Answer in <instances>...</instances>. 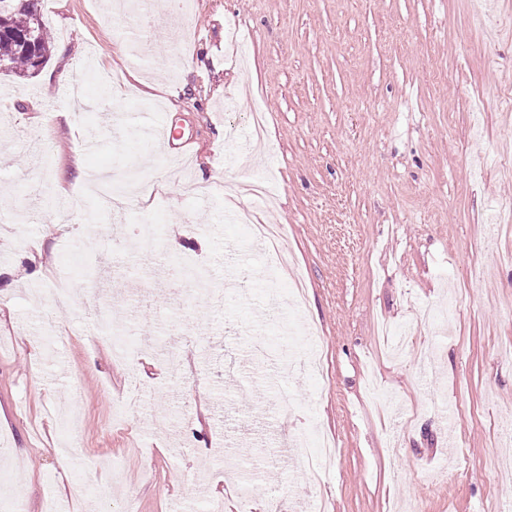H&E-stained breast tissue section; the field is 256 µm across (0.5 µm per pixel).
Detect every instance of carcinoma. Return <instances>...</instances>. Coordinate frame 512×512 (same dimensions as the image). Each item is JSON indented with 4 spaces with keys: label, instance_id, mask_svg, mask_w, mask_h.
Listing matches in <instances>:
<instances>
[{
    "label": "carcinoma",
    "instance_id": "cac0c4a2",
    "mask_svg": "<svg viewBox=\"0 0 512 512\" xmlns=\"http://www.w3.org/2000/svg\"><path fill=\"white\" fill-rule=\"evenodd\" d=\"M51 50L37 0H0V73L31 75L49 61Z\"/></svg>",
    "mask_w": 512,
    "mask_h": 512
}]
</instances>
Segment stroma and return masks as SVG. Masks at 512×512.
I'll list each match as a JSON object with an SVG mask.
<instances>
[{"label": "stroma", "instance_id": "obj_1", "mask_svg": "<svg viewBox=\"0 0 512 512\" xmlns=\"http://www.w3.org/2000/svg\"><path fill=\"white\" fill-rule=\"evenodd\" d=\"M177 20L116 31L107 0H38L53 52L30 77L0 74V213H17L31 246L0 236V512H204L210 500L251 512L269 495L304 512L305 474L288 431L336 437V463L321 482L331 512H493L512 499L511 457L493 436L512 419V36L489 15L512 18V0H193ZM162 46L140 66L114 42ZM83 83L68 120L58 72ZM116 74L115 110L139 128L164 116L172 137H106L97 96ZM153 85L151 95L136 78ZM259 107L271 146L250 164L246 114ZM99 150L86 154V137ZM188 142L187 176L169 168L173 143ZM134 174L144 207L99 214L112 244L71 261L77 225L49 234L43 204L61 197L80 210L96 199L79 171ZM212 188L194 192L203 172ZM267 180L276 196L244 207L284 225L307 285L302 315L289 310L285 272H270L237 222L224 183ZM163 225L150 250L210 275L209 291L147 288V265L125 248L140 225ZM485 266L472 281L474 263ZM41 282L70 280L74 298L98 283L119 300L148 399L118 422L112 402L129 383L92 307L52 309L30 297ZM453 296L454 323L417 321ZM188 322L185 375L166 360L162 330ZM320 328L321 373L294 365L301 326ZM406 323L414 346L393 357L381 323ZM388 402L376 405L369 381ZM292 392L294 411L278 402ZM188 404L193 418L176 409ZM70 446L68 468L59 449Z\"/></svg>", "mask_w": 512, "mask_h": 512}]
</instances>
